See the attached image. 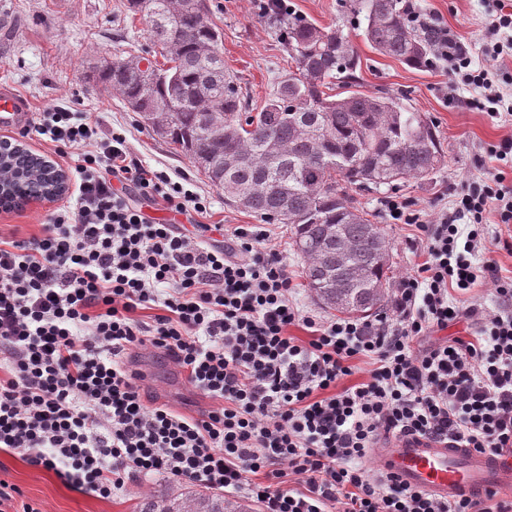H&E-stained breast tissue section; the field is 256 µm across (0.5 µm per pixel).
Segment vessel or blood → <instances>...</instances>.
<instances>
[{
    "instance_id": "1",
    "label": "vessel or blood",
    "mask_w": 512,
    "mask_h": 512,
    "mask_svg": "<svg viewBox=\"0 0 512 512\" xmlns=\"http://www.w3.org/2000/svg\"><path fill=\"white\" fill-rule=\"evenodd\" d=\"M28 116L23 100L0 93V131L21 128ZM382 465L405 485L444 498L474 493L486 487L512 488V454L484 456L448 442L405 436L384 443Z\"/></svg>"
}]
</instances>
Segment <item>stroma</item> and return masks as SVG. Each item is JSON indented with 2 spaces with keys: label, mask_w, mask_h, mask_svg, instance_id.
I'll use <instances>...</instances> for the list:
<instances>
[{
  "label": "stroma",
  "mask_w": 512,
  "mask_h": 512,
  "mask_svg": "<svg viewBox=\"0 0 512 512\" xmlns=\"http://www.w3.org/2000/svg\"><path fill=\"white\" fill-rule=\"evenodd\" d=\"M211 18L223 31L224 66L233 73L250 107L261 106L278 88L292 62L274 25L259 15V0H207ZM353 0H288L293 13L342 30L358 53L355 81L360 91L396 97L400 105L425 113L432 121L445 161L427 180L411 179L392 188L347 190L351 204L373 223L384 225L391 243L394 278L410 272L417 261L410 241L416 230L404 224L387 223L383 201L387 196L407 198L426 212L446 207L456 185L492 170L482 161L485 143L512 136V117H490L470 107L461 90V102L449 103L446 79L427 68H411L378 54L365 42L363 17L353 14ZM499 0H418L421 13L434 16L450 36L471 43L475 64L485 62L481 46L488 22ZM149 42L140 16L127 10V0H0V89L26 97L29 113L62 106L82 112L98 122L102 132L124 130L134 157L143 165L184 179L186 188L204 194L207 216L178 214L158 201L144 198L132 184H122L120 193L141 209L152 222L180 225L196 231L199 223L223 224L227 228L258 223V216L227 200L185 156L178 154L128 108L121 94L99 82L97 73L116 58L138 55ZM67 197L30 204L19 210L0 209V230L16 231L26 238L38 233L52 213L66 205ZM270 240L283 254L295 274L297 300L305 310L331 316L306 286L304 258L296 251L289 225L269 224ZM134 366L146 369V392L175 411L193 415L210 406L178 368L160 350L131 354ZM0 481L17 487L23 500L41 504L44 512H137L138 502L158 491L173 495L196 490V483L174 482L157 476L144 485H130L112 499L64 485L53 472L29 464L18 451L0 450Z\"/></svg>",
  "instance_id": "35a3bbf8"
}]
</instances>
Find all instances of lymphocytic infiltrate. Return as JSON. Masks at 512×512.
<instances>
[{"label": "lymphocytic infiltrate", "mask_w": 512, "mask_h": 512, "mask_svg": "<svg viewBox=\"0 0 512 512\" xmlns=\"http://www.w3.org/2000/svg\"><path fill=\"white\" fill-rule=\"evenodd\" d=\"M429 65L478 90L489 116L512 112V74L474 68L464 42L441 36ZM36 132L59 155L79 151V181L39 234H0L1 450L102 499L162 475L248 495L263 512H512L494 490L448 501L362 466L389 436L512 452V277L488 255L512 242L484 233L492 212L512 225L511 136L485 145L493 171L462 183L451 208L432 216L386 198L389 223L419 230L423 260L368 320L304 310L263 228H235L222 251L149 222L114 182L180 214L206 213L207 200L143 166L125 134L101 136L59 106ZM481 278L495 310L460 302ZM474 317L477 336L435 340ZM298 324L308 341L289 335ZM149 348L188 370L212 407L183 415L148 397L123 356ZM361 357L367 378L347 384Z\"/></svg>", "instance_id": "lymphocytic-infiltrate-1"}]
</instances>
